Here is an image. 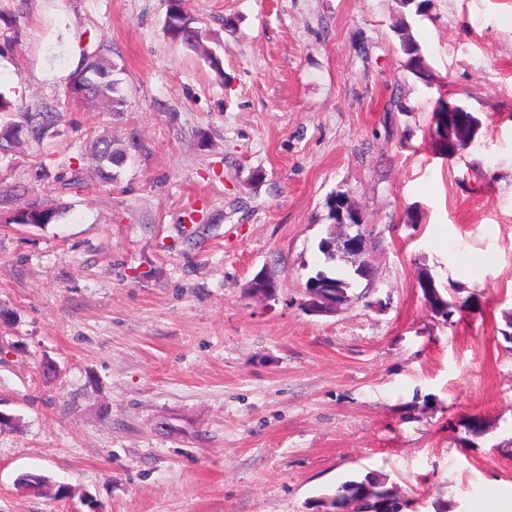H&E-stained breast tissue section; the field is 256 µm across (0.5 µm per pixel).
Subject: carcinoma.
<instances>
[{
    "label": "carcinoma",
    "mask_w": 512,
    "mask_h": 512,
    "mask_svg": "<svg viewBox=\"0 0 512 512\" xmlns=\"http://www.w3.org/2000/svg\"><path fill=\"white\" fill-rule=\"evenodd\" d=\"M186 11L183 0H168L165 18V31L170 37L192 49L202 46L204 33L198 37L187 36L181 26V20ZM401 47L407 56V67L416 75L422 77L427 71V65L420 52V47L409 26L402 21L397 26ZM117 65L106 54L97 52L84 56L80 67L70 84V91L98 104V108L109 114L124 111L125 96L121 80L114 77ZM64 113L54 106H28L12 113L9 120H0V154L11 151L23 141L40 142L51 135L63 121ZM435 132L442 141L443 150H448V139L456 137V129L465 127L474 136L480 128V120L470 112H457L448 115L447 105H442L434 112ZM138 148L134 139L121 141L109 134L94 136L88 145L90 159L95 163L101 180L110 183L114 180L113 169L124 165L131 152ZM58 215V210L52 207H28L18 211L9 218L10 224H48ZM330 217L334 224L330 225L328 237L319 242L318 249L327 254L336 241V225L341 223V216L335 206H330ZM324 281H330L340 286V291L348 293L351 283L336 270L326 268L316 273ZM433 281V277H419V287L425 293V299L430 302L434 316L443 319L453 313V305L448 302V291L445 288H435L434 293L427 294L425 283ZM336 506L350 512H403L412 506V502L400 496L395 486L388 485L387 476L375 471H369L361 476L354 473L343 481L334 491Z\"/></svg>",
    "instance_id": "1"
}]
</instances>
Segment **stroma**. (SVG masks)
Instances as JSON below:
<instances>
[{"mask_svg":"<svg viewBox=\"0 0 512 512\" xmlns=\"http://www.w3.org/2000/svg\"><path fill=\"white\" fill-rule=\"evenodd\" d=\"M0 0V94L57 105L52 137L0 154V512H313L349 473L416 512L512 493V0ZM407 21L428 66L404 65ZM125 110L64 93L83 56ZM481 128L439 148V103ZM140 148L101 183L92 132ZM43 163L48 179L34 182ZM369 224L371 280L305 311L328 203ZM51 223L10 218L29 204ZM479 297L433 316L420 272ZM275 300L254 297L258 273ZM484 436L464 443L463 421ZM24 473L67 488L22 490ZM185 14H187V12L184 10L182 0H168V9L165 18V31L174 41L197 50L202 46L205 34L202 29L198 27V37L191 38L187 36L183 27L180 25Z\"/></svg>","mask_w":512,"mask_h":512,"instance_id":"35a3bbf8","label":"stroma"}]
</instances>
